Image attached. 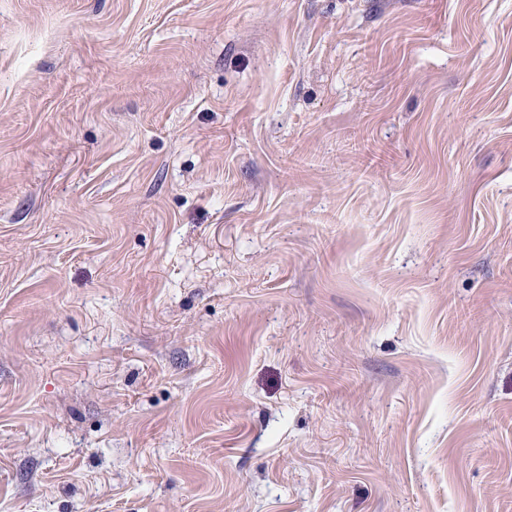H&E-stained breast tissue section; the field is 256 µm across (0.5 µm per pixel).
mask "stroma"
<instances>
[{
    "instance_id": "obj_1",
    "label": "stroma",
    "mask_w": 512,
    "mask_h": 512,
    "mask_svg": "<svg viewBox=\"0 0 512 512\" xmlns=\"http://www.w3.org/2000/svg\"><path fill=\"white\" fill-rule=\"evenodd\" d=\"M0 512H512V0H0Z\"/></svg>"
}]
</instances>
